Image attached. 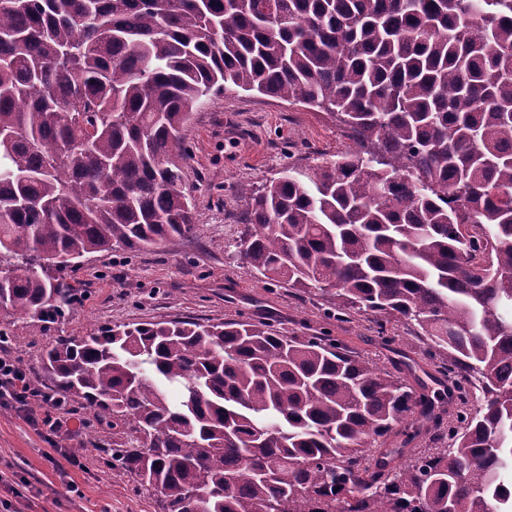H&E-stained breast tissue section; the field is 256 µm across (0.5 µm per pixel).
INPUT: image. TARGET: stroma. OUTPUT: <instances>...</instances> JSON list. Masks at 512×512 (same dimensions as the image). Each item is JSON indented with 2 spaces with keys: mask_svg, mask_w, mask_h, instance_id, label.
<instances>
[{
  "mask_svg": "<svg viewBox=\"0 0 512 512\" xmlns=\"http://www.w3.org/2000/svg\"><path fill=\"white\" fill-rule=\"evenodd\" d=\"M190 158L185 187L194 206V232L177 245L136 253L89 254L71 274L78 290L72 314L47 324L0 311V333L9 356L21 362L43 389L53 391L41 368L46 346L63 336H81L100 325L177 318L201 322L244 320L264 314L289 336L322 328L380 367L398 359L372 340L367 318L347 324L321 318L320 299L296 294L251 275L232 258L231 244L243 229L239 183L262 185L291 165L335 160L353 142L333 117L256 92L229 89L193 111L186 132ZM66 447H83L80 464L60 471L47 459L52 447L15 411L0 407V470L10 469L17 484L39 493L30 501L0 489V512H159L158 496L139 487L122 469L105 463L111 427L88 410L76 409ZM73 480L78 493L69 492Z\"/></svg>",
  "mask_w": 512,
  "mask_h": 512,
  "instance_id": "stroma-1",
  "label": "stroma"
}]
</instances>
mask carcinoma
Wrapping results in <instances>:
<instances>
[{"label":"carcinoma","instance_id":"carcinoma-1","mask_svg":"<svg viewBox=\"0 0 512 512\" xmlns=\"http://www.w3.org/2000/svg\"><path fill=\"white\" fill-rule=\"evenodd\" d=\"M280 6L0 0V308L57 323L86 255L192 235L206 99L298 101L358 150L237 185L243 267L382 346L410 325L448 394L265 319L99 326L44 372L162 512H512V0Z\"/></svg>","mask_w":512,"mask_h":512}]
</instances>
